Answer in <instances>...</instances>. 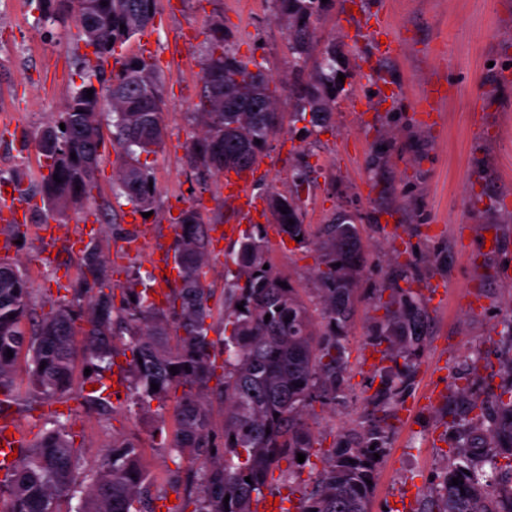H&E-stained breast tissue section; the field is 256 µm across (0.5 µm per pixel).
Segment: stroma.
Wrapping results in <instances>:
<instances>
[{
    "label": "stroma",
    "instance_id": "stroma-1",
    "mask_svg": "<svg viewBox=\"0 0 512 512\" xmlns=\"http://www.w3.org/2000/svg\"><path fill=\"white\" fill-rule=\"evenodd\" d=\"M336 0V7L317 24L321 43H335L346 60L348 79L343 97L326 128L297 120L299 83L289 65L286 26L272 0H159L148 34L150 61L166 83V145L149 155L157 196L153 213L132 224L126 201L114 198L115 160L112 121L103 119L104 163L93 194L111 202L113 214L93 206L70 213L52 240L39 234L45 205L41 194L28 196L27 220L0 226L13 240L14 262L32 288L34 318L49 312L58 295V274L77 278L80 259L70 252L69 238L84 220L97 226L96 238L108 262L112 281L128 284L135 277H160L161 267L127 253L129 238L147 228V251L172 253L174 212L199 202L211 232L203 282L210 288V339L223 329L226 264L234 245L246 236H264L273 268L295 288L312 316H319L317 272L324 256L315 248L289 245L279 234L267 205L269 189L298 192L304 221L312 229L336 218L357 225L367 252L359 276L361 297L347 327L343 392L335 404H314L307 414L315 435L313 454L299 478L273 481L266 512H279L275 499L289 498L297 512L343 433L371 424V397L391 359L368 345L374 323L385 314L377 296L413 275L414 289L426 301L428 333L420 344L416 373L399 404L390 406L384 452L378 465L371 512H408L404 493L413 496L409 512H428L437 498L444 471L462 444L460 387L481 397L512 382L505 369L512 359V0ZM385 13L400 35L398 51L379 60L376 73L363 61L374 53L377 38L366 30L367 18ZM220 18L240 55L263 60L279 83L281 130L249 178L255 218L242 220L227 201L225 180L198 182L183 144L191 132L199 101L202 67L209 43L206 22ZM69 21H44L30 0H0V188L12 185L17 172L39 178L45 161L31 133L64 111L72 89L82 79L79 61L89 49L67 35ZM392 92H385V84ZM441 85L437 112L417 109V97ZM307 179L297 183V171ZM234 226L220 238L218 227ZM495 228L501 246L486 250L485 234ZM446 287L443 298L431 287ZM83 351L73 359L72 386L59 402L41 409L42 422L58 412L70 413L69 431L79 458L77 488H84L100 463L104 448L125 438L138 443L156 506L172 489L164 482L167 444L177 424L172 409L140 412L127 397L120 368H113L112 411L100 415L80 407L87 386ZM414 406L412 416L403 409Z\"/></svg>",
    "mask_w": 512,
    "mask_h": 512
}]
</instances>
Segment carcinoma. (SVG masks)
<instances>
[{
  "label": "carcinoma",
  "instance_id": "1",
  "mask_svg": "<svg viewBox=\"0 0 512 512\" xmlns=\"http://www.w3.org/2000/svg\"><path fill=\"white\" fill-rule=\"evenodd\" d=\"M107 5H101V2ZM287 29L293 67L306 74L298 98L299 114L322 127L336 107V59L333 46L312 58L316 26L335 0H274ZM158 0H86L85 13L73 10V0H36L42 15L70 16L77 36L93 46L94 58L80 59L82 87L69 97L53 123L34 132L48 174L41 192L49 214L59 217L79 210L91 199L102 161L101 119L112 115V141L120 148L116 162V197H123L143 213L153 209L157 190L152 168L141 155L164 148L167 129L164 83L152 63L129 55L117 72L107 73L103 59L154 22ZM125 28H120V25ZM209 53L203 63V87L195 115L200 129L185 143L188 165L205 179L230 170L249 171L278 132L276 90L253 57L242 58L228 44L224 22L208 21ZM100 88H95L94 83ZM93 90L87 98V90ZM65 128H60V125ZM260 143H255V140ZM76 158H71V154ZM61 182H56L53 176ZM268 205L275 223L290 239L301 237V247L317 245L324 252L319 272L322 288L318 304L324 331L318 332L298 289L269 265L263 238L246 237L234 253L233 279L224 294V381L219 397L224 404V442L217 445L212 431L208 384L214 376L209 339L213 325L200 273L205 263L206 214L198 203L183 209L174 224V262L180 285L157 303L150 289L137 290L111 282L97 241L90 240L80 258L81 277L68 284L66 294L51 304L28 336L24 321L31 316V288L26 275L0 262V414L15 406L31 412L65 396L72 382L75 330L85 323L82 349L91 373L88 384L105 385V372L114 356L130 354L126 372L130 402L140 410L166 408L175 400L177 429L168 444L171 488L179 492L183 463H199L195 497L170 512H258L264 490L274 480H288L310 462L313 438L306 422L307 408L336 400L344 381L346 337L342 331L355 308L356 281L365 264L357 225L343 221L325 224L321 232L303 222L299 192L270 191ZM286 208L281 212L280 208ZM294 224H289V221ZM121 299H116V294ZM243 309H237L238 305ZM385 315L368 336V344L384 347L395 361L396 379L384 383L374 404L398 401L408 387L415 366L413 346L426 334V307L410 288L394 286L384 305ZM14 318H9V315ZM270 320H265V316ZM31 356V392L13 390L15 356L22 349ZM13 357H7V352ZM177 367V373L170 367ZM159 390L151 389V384ZM82 407L109 411L110 397L92 389L82 396ZM466 414L471 427L467 441L457 448L458 463L443 476L437 512H512V383L493 400L470 398ZM384 427L348 433L326 460L299 512H370L369 504L378 462L383 453ZM305 462H297V454ZM287 462L281 468V462ZM78 456L65 424L41 428L33 444L20 449L19 462L0 493L9 495L8 512H56V502L75 484ZM251 482H246L245 478ZM463 480L461 485L452 479ZM152 478L140 448L132 441L112 442L81 497L77 512H155L150 495ZM229 501H224V498Z\"/></svg>",
  "mask_w": 512,
  "mask_h": 512
}]
</instances>
